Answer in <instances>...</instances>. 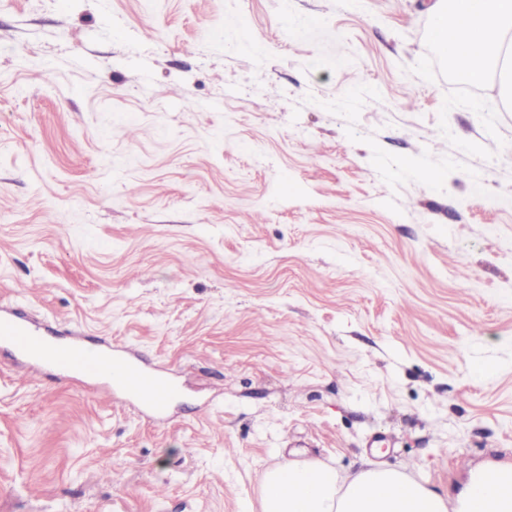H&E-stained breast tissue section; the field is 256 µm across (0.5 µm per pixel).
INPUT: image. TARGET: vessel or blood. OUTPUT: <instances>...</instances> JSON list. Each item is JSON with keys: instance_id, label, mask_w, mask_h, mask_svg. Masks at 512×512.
<instances>
[{"instance_id": "obj_1", "label": "vessel or blood", "mask_w": 512, "mask_h": 512, "mask_svg": "<svg viewBox=\"0 0 512 512\" xmlns=\"http://www.w3.org/2000/svg\"><path fill=\"white\" fill-rule=\"evenodd\" d=\"M0 338L9 341L21 356L45 367L77 371L135 393L158 413L166 409L177 393L172 379L147 370L136 360L118 356L111 347L96 350L77 340H48L46 330L14 312L0 314Z\"/></svg>"}]
</instances>
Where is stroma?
I'll use <instances>...</instances> for the list:
<instances>
[{"label":"stroma","mask_w":512,"mask_h":512,"mask_svg":"<svg viewBox=\"0 0 512 512\" xmlns=\"http://www.w3.org/2000/svg\"><path fill=\"white\" fill-rule=\"evenodd\" d=\"M426 0H0V512H259L292 456L451 494L512 464V105ZM0 335L25 358L51 369L106 379L113 388L139 395L158 414L177 393L172 379L147 370L134 359L118 356L119 350L112 346L96 350L77 340L48 341L46 330L14 312L0 314Z\"/></svg>","instance_id":"stroma-1"}]
</instances>
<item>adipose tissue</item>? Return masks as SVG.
I'll return each mask as SVG.
<instances>
[{"label": "adipose tissue", "instance_id": "ef3b65f1", "mask_svg": "<svg viewBox=\"0 0 512 512\" xmlns=\"http://www.w3.org/2000/svg\"><path fill=\"white\" fill-rule=\"evenodd\" d=\"M429 17V40L447 59L483 46L485 64L469 69V81L499 74L512 101V0H433ZM259 495L260 512H487L500 489L488 468L452 497L380 465L344 478L332 467L292 459L263 474Z\"/></svg>", "mask_w": 512, "mask_h": 512}]
</instances>
